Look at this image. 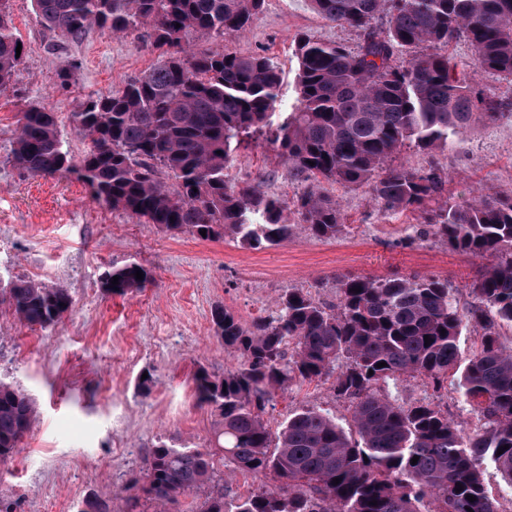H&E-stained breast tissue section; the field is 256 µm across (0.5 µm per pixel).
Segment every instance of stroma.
<instances>
[{
  "label": "stroma",
  "mask_w": 512,
  "mask_h": 512,
  "mask_svg": "<svg viewBox=\"0 0 512 512\" xmlns=\"http://www.w3.org/2000/svg\"><path fill=\"white\" fill-rule=\"evenodd\" d=\"M8 6L25 55L10 91L0 94V281L60 286L72 298L62 322L47 330L24 325L0 301V382L30 396L37 408L19 453L0 465V497L14 512H76L87 497L105 494L112 512H128L123 489L144 475L158 442L213 446L222 418L198 404L193 376L202 367L219 377L235 364L214 333L215 306L248 323L272 313L290 288L332 304L335 280L344 274L436 275L452 285L460 306L471 303L468 286L493 257L459 254L435 238L407 245L416 214L379 212L366 187L319 182L320 191L341 204L344 224L336 238L317 239L299 227L287 242L255 251L229 238L201 240L140 222L97 203L75 177L22 171L11 160L19 112L32 106L56 112L65 150L80 159L87 145L73 128L72 112L87 96L108 95L148 70L158 54L143 29L115 35L95 28L81 42L56 49L34 0ZM301 32L349 48L360 41L357 31L323 20L309 0H264L243 35L222 41L195 33L189 41L197 52L226 46L270 57L283 73L280 109L288 112L298 69L292 41ZM448 54L476 88L512 101V82L475 70L467 41L452 43ZM68 59L80 69L63 88L57 73ZM392 163L439 170L459 202L478 189L512 197V115L476 124L442 149L405 146ZM228 174L238 184L263 181L266 192L287 201L308 187L290 176L266 134L235 152ZM131 262L152 270L154 283L126 296L107 294L103 272ZM146 375L151 383L144 391ZM393 393L405 404L435 402L466 431L481 427L455 389L436 394L423 379L407 378ZM305 407L340 420L349 415L328 383L306 382L278 394L264 415L268 429L279 431L289 414Z\"/></svg>",
  "instance_id": "stroma-1"
}]
</instances>
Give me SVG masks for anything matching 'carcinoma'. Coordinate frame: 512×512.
Segmentation results:
<instances>
[{"instance_id":"obj_1","label":"carcinoma","mask_w":512,"mask_h":512,"mask_svg":"<svg viewBox=\"0 0 512 512\" xmlns=\"http://www.w3.org/2000/svg\"><path fill=\"white\" fill-rule=\"evenodd\" d=\"M34 2L62 41H77L94 27L115 34L146 28L161 53L151 69L72 113L77 134L95 136L77 162L63 149L56 113L25 110L12 152L16 166L45 177L75 174L95 201L166 231L198 236L204 229L208 239L230 237L253 250L288 240L300 224L316 238L336 237V199L309 189L288 203L260 182L237 186L228 178L234 152L271 125L279 67L261 54L188 47L192 33L243 34L264 0ZM310 2L361 41L349 49L296 36L297 100L273 134L277 156L299 178L369 187L385 214L418 213V240L432 236L455 252L497 262L469 285V308L459 307L448 280L418 274L340 277L330 305L290 289L275 313L248 325L216 307L215 333L237 363L222 377L198 370L196 399L223 419L215 447L232 472L271 476L275 484L246 497L212 490L211 450L160 442L145 475L128 486L129 507L144 499L157 512H182L181 498L204 490L201 512H498L482 465L492 463L512 486V346L499 332L502 323L512 324V199L481 193L458 203L438 171L390 161L408 144L446 147L475 123L504 115L508 104L460 77L447 48L467 39L477 69L512 81V0ZM7 9L8 0H0L1 93L22 62ZM153 281L150 270L132 262L105 272L103 288L123 296ZM5 293L22 322L44 330L72 306L67 289L31 281H13ZM467 328L479 333L481 345L464 362L459 341ZM381 362L386 366L377 367ZM408 377L425 379L436 393L453 385L483 429L464 431L430 402L399 403L386 387ZM315 380L332 381L335 396L349 403L346 424L305 407L272 435L267 406ZM34 415L30 397L0 382V464L19 451ZM78 512L111 509L94 495Z\"/></svg>"}]
</instances>
